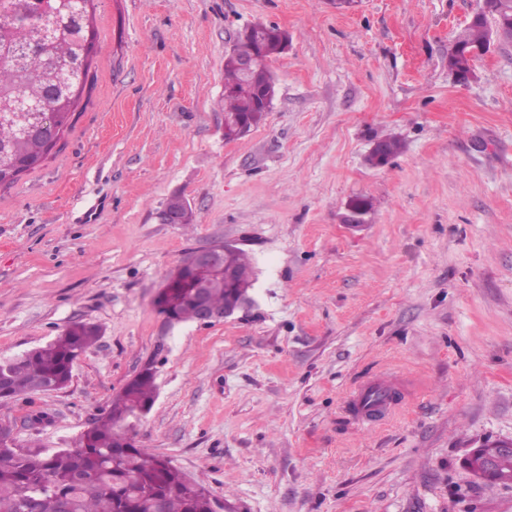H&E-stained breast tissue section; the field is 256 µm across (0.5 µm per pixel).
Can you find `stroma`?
I'll return each mask as SVG.
<instances>
[{
	"mask_svg": "<svg viewBox=\"0 0 512 512\" xmlns=\"http://www.w3.org/2000/svg\"><path fill=\"white\" fill-rule=\"evenodd\" d=\"M482 5L93 0L73 126L0 188V359L100 334L66 387L0 407L16 446L75 445L149 368L138 446L231 512H512L464 465L512 439V42L468 83L448 68ZM256 23L290 44L265 121L228 141L224 57ZM384 138L401 150L371 166ZM176 195L193 223L164 220ZM224 242L252 260L253 305L169 324L166 279ZM385 369L412 390L353 422L346 394Z\"/></svg>",
	"mask_w": 512,
	"mask_h": 512,
	"instance_id": "35a3bbf8",
	"label": "stroma"
}]
</instances>
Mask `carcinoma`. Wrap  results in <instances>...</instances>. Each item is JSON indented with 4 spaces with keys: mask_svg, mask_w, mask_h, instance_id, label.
Returning a JSON list of instances; mask_svg holds the SVG:
<instances>
[{
    "mask_svg": "<svg viewBox=\"0 0 512 512\" xmlns=\"http://www.w3.org/2000/svg\"><path fill=\"white\" fill-rule=\"evenodd\" d=\"M92 0H48L41 7L31 0H0V40L15 49L33 41H44L51 53L60 46L54 38H42L52 29L53 15L77 14L82 28L79 39L84 52L83 67L64 74L69 86L63 96L46 94L29 112L51 115L45 127L34 129L31 139L17 150V163L0 166V188L17 182L20 175L38 168L56 146L64 129L72 126L77 102L86 86L94 54L96 32L89 10ZM485 17L470 22L459 34L455 47L484 49L489 42L491 25L512 13V0H484L481 8ZM283 52L280 30L261 25L239 36L233 55L224 61V137H240L236 129L244 118L251 130L264 122L267 109L254 107L251 98L261 89L275 90L268 68L271 57ZM253 59L255 65L244 76L237 60ZM0 90L9 96L27 93L25 75L18 61L6 57L0 60ZM382 152H372L368 161L378 166L399 152V141L387 138L379 141ZM208 300L216 308L224 307L227 294L224 280L214 279L207 289ZM159 312L175 322L197 320L189 299V289L171 288L157 301ZM99 328L77 322L54 341L17 358L0 360V373L7 381L0 386V404L44 391L54 383L66 386L71 380L72 363L95 342ZM156 398L154 374L147 370L126 384L112 400L109 413L85 430L74 448H61L50 454L22 453L0 447V512H61L71 506V512H211L210 491L191 481L170 460L144 448H120L116 421L133 413L137 407L152 408Z\"/></svg>",
    "mask_w": 512,
    "mask_h": 512,
    "instance_id": "obj_1",
    "label": "carcinoma"
}]
</instances>
